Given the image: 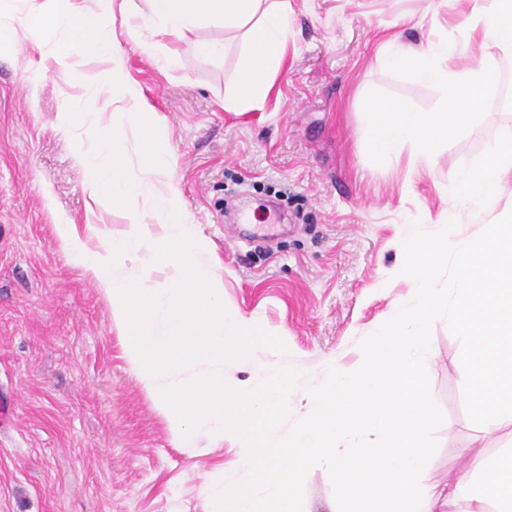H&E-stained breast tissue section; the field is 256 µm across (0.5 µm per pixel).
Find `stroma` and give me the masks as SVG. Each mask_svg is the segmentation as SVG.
Wrapping results in <instances>:
<instances>
[{"mask_svg": "<svg viewBox=\"0 0 512 512\" xmlns=\"http://www.w3.org/2000/svg\"><path fill=\"white\" fill-rule=\"evenodd\" d=\"M288 49L260 107H224L241 63L237 35L200 23L183 39L159 36L171 60L158 66L115 33L125 79L162 121L167 176L194 224L205 262L220 259L224 302L258 318L288 352L225 362L234 385L262 380L268 363L292 365L308 384L335 364L358 367L360 342L415 292L402 275V242L412 224L433 232L448 221L449 173L476 163L488 143L512 134V92H493L476 123L449 136L435 168L410 169L407 156L378 162L363 146L368 99L425 112L440 91L376 61L399 38L419 48L456 46V65L479 58L455 10L428 0H290ZM221 39L223 57L203 59L196 41ZM57 68L29 42L0 53V512H212L202 488L236 460L232 442L178 446L96 284L74 265L55 230L96 224L112 235L124 213L93 204L59 128L64 99L108 68L76 56ZM512 212V185L498 200L460 212L452 243ZM426 369L444 414L425 475L441 494L466 475L469 458L512 445V423L480 432L466 412L461 344L445 321L431 329Z\"/></svg>", "mask_w": 512, "mask_h": 512, "instance_id": "obj_1", "label": "stroma"}]
</instances>
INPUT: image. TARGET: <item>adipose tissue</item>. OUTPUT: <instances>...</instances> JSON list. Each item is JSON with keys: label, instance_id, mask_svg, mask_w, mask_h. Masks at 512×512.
Listing matches in <instances>:
<instances>
[{"label": "adipose tissue", "instance_id": "ef3b65f1", "mask_svg": "<svg viewBox=\"0 0 512 512\" xmlns=\"http://www.w3.org/2000/svg\"><path fill=\"white\" fill-rule=\"evenodd\" d=\"M120 13L128 41L152 57L157 35L183 37L197 20L243 31L246 49L235 89L224 102L228 110L266 98L291 31L288 0H145L141 7L122 0ZM464 27L481 50L475 67H454L455 47L442 41L415 50L392 40L379 48L377 58L384 65L435 84L441 103L437 109L416 112L392 99L369 100L364 141L371 157L388 160L405 153L411 168L432 166L449 134L474 122L495 83L492 63L498 55L512 54V0H472ZM451 179V207L497 198L512 182V138L490 144L480 163L452 171Z\"/></svg>", "mask_w": 512, "mask_h": 512}]
</instances>
